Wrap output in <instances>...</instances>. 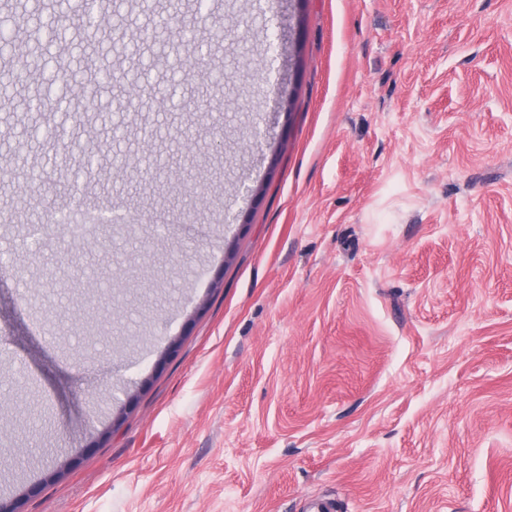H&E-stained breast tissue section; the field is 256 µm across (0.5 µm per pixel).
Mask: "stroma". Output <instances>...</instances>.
Masks as SVG:
<instances>
[{
	"label": "stroma",
	"instance_id": "1",
	"mask_svg": "<svg viewBox=\"0 0 512 512\" xmlns=\"http://www.w3.org/2000/svg\"><path fill=\"white\" fill-rule=\"evenodd\" d=\"M211 8L107 0L109 25L64 27L76 77L112 76L95 102H0V495L512 512V0ZM215 71L222 109L198 111ZM40 118L65 149L16 142ZM142 71L130 72L126 76L125 97L119 98L115 101L114 111L116 112H129L133 105V101L137 99L141 92Z\"/></svg>",
	"mask_w": 512,
	"mask_h": 512
}]
</instances>
